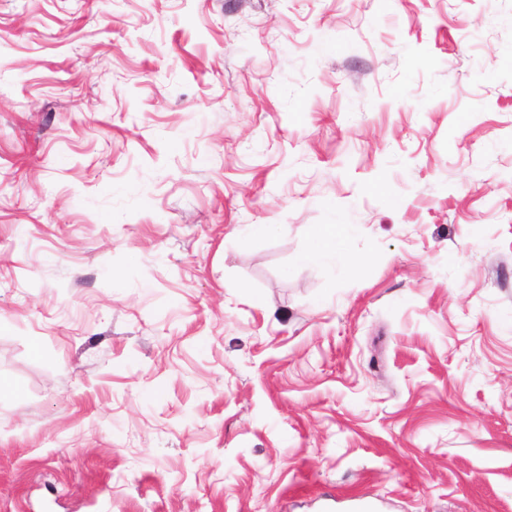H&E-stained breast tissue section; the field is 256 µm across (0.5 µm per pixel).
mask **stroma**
I'll use <instances>...</instances> for the list:
<instances>
[{
    "instance_id": "obj_1",
    "label": "stroma",
    "mask_w": 512,
    "mask_h": 512,
    "mask_svg": "<svg viewBox=\"0 0 512 512\" xmlns=\"http://www.w3.org/2000/svg\"><path fill=\"white\" fill-rule=\"evenodd\" d=\"M0 380V512H512V0H0ZM352 234L348 224H322L313 235L311 244L301 260L311 262H341L352 264L357 258L352 254Z\"/></svg>"
}]
</instances>
